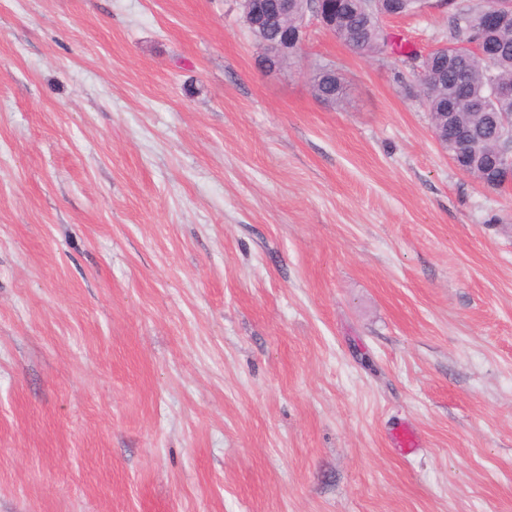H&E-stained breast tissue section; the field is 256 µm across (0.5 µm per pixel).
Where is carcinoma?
Segmentation results:
<instances>
[{"mask_svg":"<svg viewBox=\"0 0 512 512\" xmlns=\"http://www.w3.org/2000/svg\"><path fill=\"white\" fill-rule=\"evenodd\" d=\"M424 0H350V9L336 22V38L361 55L398 53L392 37L379 25L382 11L393 10L402 15L422 9ZM488 4L460 0L448 15L447 52L438 51L413 70L416 97L430 112L439 136L448 140V156L460 168L474 174L488 168L496 154L505 148L498 132L488 124L489 112H512V102L498 100L496 87H512V10L502 14L499 27L488 31L483 27V9ZM297 29L293 21L271 18L267 36L281 38L287 30ZM493 44V53L481 57L469 48L477 34ZM310 86L317 99L336 105L344 98L341 78L327 79L321 68L310 75Z\"/></svg>","mask_w":512,"mask_h":512,"instance_id":"cac0c4a2","label":"carcinoma"}]
</instances>
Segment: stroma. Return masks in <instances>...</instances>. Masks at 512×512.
<instances>
[{"mask_svg": "<svg viewBox=\"0 0 512 512\" xmlns=\"http://www.w3.org/2000/svg\"><path fill=\"white\" fill-rule=\"evenodd\" d=\"M384 26L0 0V512H512V191L407 90L447 8ZM282 1L284 2V16L288 19V14L291 13V9L288 11V1L290 2V0ZM240 2L244 5L245 21L247 25L251 27L254 37H256V39H258L261 42V46L263 48L265 62L261 65L262 70L267 73H273L278 71L280 58L284 53L288 52V49H294L295 51H299L301 49L306 37V16L300 23L299 28L297 27L296 23H294L290 19H288V25L286 21L279 20L274 17L271 18V20L269 21L267 28V36L270 39L281 38L286 33L287 26L288 32L289 30H295L298 28V40L295 41L293 44H290V47H288V44L285 43H272L265 40L255 30V24L252 22L255 15V5L253 4L254 0H244ZM350 9L336 22V38L361 55L400 53L392 37L379 25L378 16L382 10H389V2H396L395 15L408 14L424 7L422 0H386L381 3L373 0H348ZM321 68L317 67L310 75V86L315 97L331 105L342 102L344 87L341 78L336 74V78L326 79L322 76Z\"/></svg>", "mask_w": 512, "mask_h": 512, "instance_id": "obj_1", "label": "stroma"}]
</instances>
